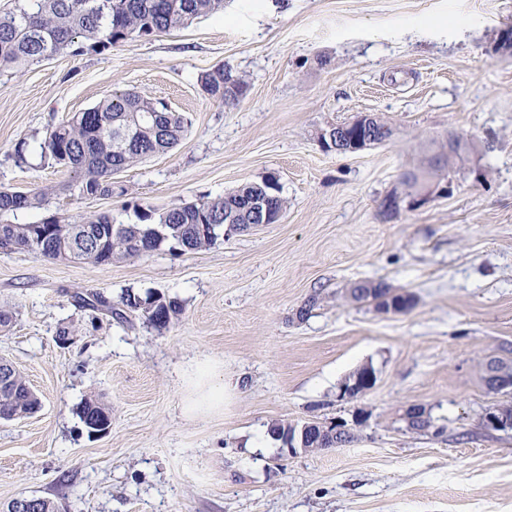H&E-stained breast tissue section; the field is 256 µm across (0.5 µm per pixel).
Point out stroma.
<instances>
[{
	"mask_svg": "<svg viewBox=\"0 0 512 512\" xmlns=\"http://www.w3.org/2000/svg\"><path fill=\"white\" fill-rule=\"evenodd\" d=\"M510 26L512 0H224L223 15L151 41L0 69V187L47 194L6 222L131 224L134 204L163 210L270 177L285 201L278 222L179 256L0 252V308L14 313L0 358L41 400L0 421V512L23 496L59 512H512V429L484 421L512 405V388L485 382L512 351V52L497 48ZM222 65L248 83L237 104L200 89ZM115 90L164 100L190 126L115 174V194L82 197L41 145L49 125ZM369 112L394 127L386 145L318 143L321 128ZM449 133L468 144L451 194L384 217L402 173ZM360 280L414 303L352 301ZM128 290L184 312L160 335L73 302ZM367 365L375 386L340 399ZM200 375L224 389L208 413L188 408ZM89 397L112 408L99 437L79 419ZM414 406L433 429L405 426ZM275 421H342L353 438L292 456L250 447Z\"/></svg>",
	"mask_w": 512,
	"mask_h": 512,
	"instance_id": "obj_1",
	"label": "stroma"
}]
</instances>
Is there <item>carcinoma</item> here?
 Wrapping results in <instances>:
<instances>
[{
  "instance_id": "cac0c4a2",
  "label": "carcinoma",
  "mask_w": 512,
  "mask_h": 512,
  "mask_svg": "<svg viewBox=\"0 0 512 512\" xmlns=\"http://www.w3.org/2000/svg\"><path fill=\"white\" fill-rule=\"evenodd\" d=\"M222 11L224 0H13L12 8L0 11V68L40 62L74 44L81 52L101 54L118 44L150 40ZM199 82L206 95L226 105L238 103L247 91V83L224 67L202 74ZM187 128L185 115L168 105L137 92H115L52 125L41 149L44 157L75 174L80 192L109 196L114 191L113 174L175 147ZM459 150L457 139L441 163H422L403 175L402 184L413 189L425 178L443 180L450 157ZM265 190V181L247 184L162 212L138 205L134 224H116L102 214L76 224H61L53 217L40 224L0 222V249L33 252L48 260L64 254L68 261L95 265L163 248L198 251L220 237L210 226L224 224V209L241 204L244 193L259 197ZM42 204L39 195L0 190V216ZM350 296L357 302L392 298L406 309L412 304L411 296L392 294L370 281L354 283ZM76 303L105 310L120 322L126 319L125 313H136L159 334L168 331L183 312L179 299L151 290L142 295L127 291L115 304L104 295L79 296ZM39 407V398L20 373L0 359V419L26 418ZM79 416L86 426L109 422L112 409L86 400Z\"/></svg>"
}]
</instances>
